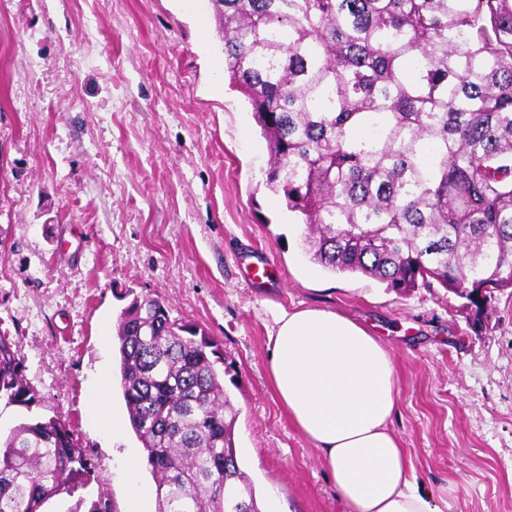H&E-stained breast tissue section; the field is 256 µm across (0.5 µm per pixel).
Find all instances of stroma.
<instances>
[{
    "label": "stroma",
    "instance_id": "35a3bbf8",
    "mask_svg": "<svg viewBox=\"0 0 512 512\" xmlns=\"http://www.w3.org/2000/svg\"><path fill=\"white\" fill-rule=\"evenodd\" d=\"M268 168L210 0H0V335L35 395L28 408L0 401V433L58 418L94 464L86 502L65 496L52 512L99 496L130 512L133 491L155 495L147 467L133 483L124 472L143 453L116 339L135 296L223 349L240 465L280 512H344L268 376L274 311L306 306L352 316L391 349L394 430L442 512H512V288L477 318L439 286L398 294L329 272ZM249 255L273 287L243 276Z\"/></svg>",
    "mask_w": 512,
    "mask_h": 512
}]
</instances>
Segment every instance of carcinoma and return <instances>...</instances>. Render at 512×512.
<instances>
[{"label": "carcinoma", "mask_w": 512, "mask_h": 512, "mask_svg": "<svg viewBox=\"0 0 512 512\" xmlns=\"http://www.w3.org/2000/svg\"><path fill=\"white\" fill-rule=\"evenodd\" d=\"M230 84L271 157L268 188L311 258L397 293L512 288V0H211ZM120 384L157 512H260L240 468L223 350L137 296ZM0 336V399L29 404ZM93 464L59 419L0 438V512L83 498Z\"/></svg>", "instance_id": "1"}]
</instances>
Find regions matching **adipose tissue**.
I'll list each match as a JSON object with an SVG mask.
<instances>
[{"mask_svg": "<svg viewBox=\"0 0 512 512\" xmlns=\"http://www.w3.org/2000/svg\"><path fill=\"white\" fill-rule=\"evenodd\" d=\"M268 350L274 393L345 512H440L392 428L398 370L376 336L335 310L281 307Z\"/></svg>", "mask_w": 512, "mask_h": 512, "instance_id": "ef3b65f1", "label": "adipose tissue"}]
</instances>
